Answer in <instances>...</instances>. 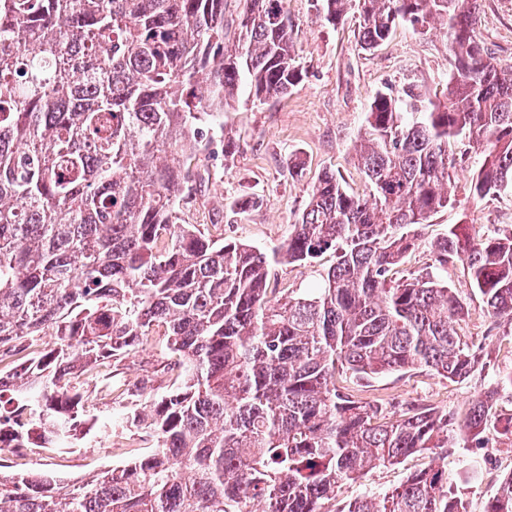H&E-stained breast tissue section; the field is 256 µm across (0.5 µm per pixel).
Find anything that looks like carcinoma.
Segmentation results:
<instances>
[{"label": "carcinoma", "mask_w": 512, "mask_h": 512, "mask_svg": "<svg viewBox=\"0 0 512 512\" xmlns=\"http://www.w3.org/2000/svg\"><path fill=\"white\" fill-rule=\"evenodd\" d=\"M228 36L224 0H0V439L58 448L82 434L76 378L167 336L180 383L133 415L154 448L80 482L0 473V512H466L430 467L336 511V487L448 447L454 415L362 401L336 376L425 368L467 379L479 356L457 325L466 304L448 264H466L487 315L512 317V233L454 224L432 269L391 272L452 204V145L483 155L484 199L512 192V70L477 36L480 0H313L327 23L359 11V44L395 19L445 30L443 98L378 92L358 164L368 192L327 172L270 253L172 223L199 124L242 92L259 102L302 80L284 0H245ZM335 263L282 295L273 267ZM49 336L34 355L26 341ZM492 388L458 423L475 446ZM484 512H512V478Z\"/></svg>", "instance_id": "1"}]
</instances>
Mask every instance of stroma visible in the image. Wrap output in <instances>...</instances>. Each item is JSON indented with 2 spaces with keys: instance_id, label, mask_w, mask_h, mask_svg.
Instances as JSON below:
<instances>
[{
  "instance_id": "1",
  "label": "stroma",
  "mask_w": 512,
  "mask_h": 512,
  "mask_svg": "<svg viewBox=\"0 0 512 512\" xmlns=\"http://www.w3.org/2000/svg\"><path fill=\"white\" fill-rule=\"evenodd\" d=\"M287 8L304 72L302 82L282 98L260 103L239 97L225 106L219 122L202 124L200 147L186 159L191 181L174 217L175 223L196 224L213 237L244 241L268 252L287 239L324 172L336 173L351 191H366L357 167V149L377 92L397 91L408 83L442 89L451 71L447 39L438 25L416 28L395 21L388 40L365 51L359 46L356 16L332 26L317 14L312 0H287ZM477 32L500 65L511 68L512 0H481ZM228 139L235 144L229 155L224 152ZM455 150L462 162L452 184L454 204L433 217L424 230V243L394 268V278L431 264V245L447 235L449 225L466 222L488 234L512 230V193L473 198L470 183L481 157L464 141L456 143ZM292 158L304 164L301 177L288 172ZM245 195L257 198L259 204L242 213L233 203ZM334 261L329 251L311 266H275L270 285L280 290L307 287L316 280L318 270ZM448 284L469 309L461 336L483 349L471 376L451 382L416 369L364 381L351 379L347 385L365 401L416 402L458 416L486 389L498 388L485 445L470 447L457 425H449L447 454L417 453L398 464L373 468L358 481L339 484L337 505L363 494L386 492L410 474L438 465L447 471L449 484L468 512H484L486 502L512 476V435L502 429L505 418L512 416V386L500 383L502 376L512 372V335L491 328L482 298L471 289L461 263L449 265ZM168 359L165 338L154 333L143 346L113 362L112 380L122 386V393L107 399L95 384L81 385L89 405L90 429L80 441L70 448L5 452L0 454V467L8 473L47 472L83 480L93 471L146 453L152 446L148 429L128 423L127 418L143 410L149 397L170 389Z\"/></svg>"
}]
</instances>
